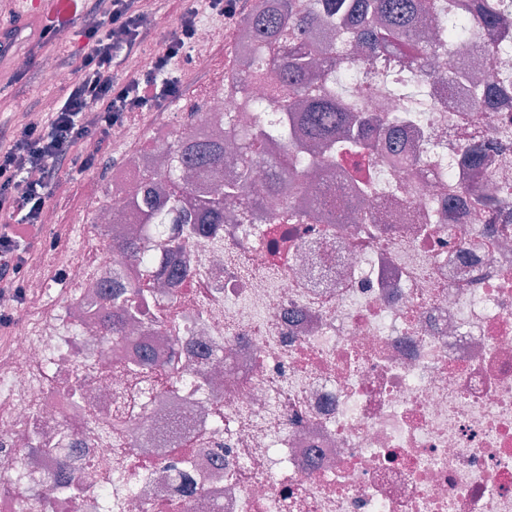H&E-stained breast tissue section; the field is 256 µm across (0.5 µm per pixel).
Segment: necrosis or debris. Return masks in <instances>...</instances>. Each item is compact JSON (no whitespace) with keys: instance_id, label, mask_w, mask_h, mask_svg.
Listing matches in <instances>:
<instances>
[{"instance_id":"1","label":"necrosis or debris","mask_w":512,"mask_h":512,"mask_svg":"<svg viewBox=\"0 0 512 512\" xmlns=\"http://www.w3.org/2000/svg\"><path fill=\"white\" fill-rule=\"evenodd\" d=\"M430 82L435 109L398 143L416 164L389 166L376 149L366 203L331 162L309 202L335 209L334 222L271 223L281 201L265 196L267 223L225 206L216 235L172 258L128 207L161 143L213 134L225 112L253 130L282 118L250 111L227 79L192 124L158 125L134 146L116 127L125 152L94 212L105 244L55 255L72 290L53 307L47 281H28L41 313L0 356V512H512V211L459 194L471 139L500 145L487 190L512 185V139L498 135L512 129V95L471 112L470 84ZM134 235L149 265L111 250ZM176 264L196 278L153 283L133 336L160 366L178 355L179 388L127 393L134 352L103 346L87 304L97 285ZM166 302L168 330L155 322ZM60 440L85 485L76 502L42 451ZM180 453L194 477L174 465Z\"/></svg>"}]
</instances>
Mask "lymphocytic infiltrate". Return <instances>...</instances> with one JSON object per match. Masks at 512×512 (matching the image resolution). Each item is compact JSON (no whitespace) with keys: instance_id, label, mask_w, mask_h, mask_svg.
<instances>
[{"instance_id":"1","label":"lymphocytic infiltrate","mask_w":512,"mask_h":512,"mask_svg":"<svg viewBox=\"0 0 512 512\" xmlns=\"http://www.w3.org/2000/svg\"><path fill=\"white\" fill-rule=\"evenodd\" d=\"M243 0H201L179 6L177 25L148 69L126 71L148 34L147 0H87L80 16L86 39L74 78L53 111L36 112L0 131V328L13 325L25 300L33 254L44 248L42 231L61 170L91 169L109 146L114 126L152 112L181 89L178 63L188 57L201 13L234 19Z\"/></svg>"}]
</instances>
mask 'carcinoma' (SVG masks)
<instances>
[{"mask_svg":"<svg viewBox=\"0 0 512 512\" xmlns=\"http://www.w3.org/2000/svg\"><path fill=\"white\" fill-rule=\"evenodd\" d=\"M252 37L251 52L235 75V85L248 95L251 84L269 74L272 83L263 97L251 98L256 112H282L292 120L295 139L276 154L265 150V141L282 140L276 128L254 133L237 128L232 115L225 118L236 132L235 152L229 162L237 169L234 179L224 180V146L219 143H193L183 137L166 141L161 149L166 166L143 174L146 192L130 198L131 209L146 224H176L174 235L164 246L175 251L180 239L205 232L207 224L224 223V203L237 201L241 217L253 224L260 214L251 205L255 194L252 173L259 163L272 169L295 170L293 183H283L271 174L265 194L282 200L283 215L274 218L288 224H309L328 219L325 212L307 211L293 204L292 198L306 192V170L320 158L357 153L363 157L375 148L373 132L385 118L366 113L352 93L346 77L359 68L350 48L370 45L376 70L387 92L399 102L403 112H429L431 103L422 90L423 75L448 54V45L476 37L484 29L498 28L503 41L496 55L512 57V10L502 0H259L241 21ZM471 111L489 112L497 100L512 92V68L504 66L482 82L473 77ZM487 147L468 144L463 154L471 174L465 191L496 206L512 195L503 186L496 196L483 194V164ZM205 170L214 178V190L202 197H190L185 179L187 170ZM120 258L131 264L146 261L141 239L129 237L113 245ZM149 279L129 284L121 292L105 291L91 303L96 310L103 342L110 347L125 345L128 327L140 318L137 299L147 293ZM129 377L142 391L150 386L156 372H166L177 383V368L153 369L149 355L128 366ZM59 472L65 493L77 497L83 492L80 477L69 469L67 458L60 457Z\"/></svg>","mask_w":512,"mask_h":512,"instance_id":"1","label":"carcinoma"}]
</instances>
